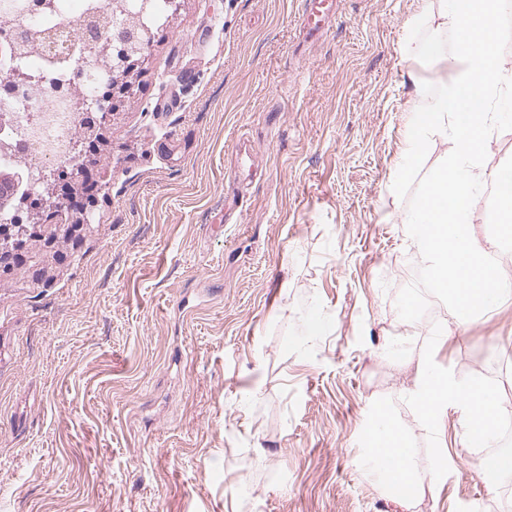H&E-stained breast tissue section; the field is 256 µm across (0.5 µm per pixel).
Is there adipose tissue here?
Returning a JSON list of instances; mask_svg holds the SVG:
<instances>
[{
  "label": "adipose tissue",
  "mask_w": 512,
  "mask_h": 512,
  "mask_svg": "<svg viewBox=\"0 0 512 512\" xmlns=\"http://www.w3.org/2000/svg\"><path fill=\"white\" fill-rule=\"evenodd\" d=\"M414 362L417 379L412 393L421 414L436 419L446 413L448 407H455L462 413L463 430L477 432L484 442L495 444L503 412L490 399L484 386L475 381L461 380L448 372L435 371L430 353L418 352ZM366 440L369 448L391 449L396 454V475L377 473L379 482L389 487L392 486L394 477L398 476L408 483H415L416 478L410 464L411 451L408 440L401 431L381 422L367 429Z\"/></svg>",
  "instance_id": "ef3b65f1"
}]
</instances>
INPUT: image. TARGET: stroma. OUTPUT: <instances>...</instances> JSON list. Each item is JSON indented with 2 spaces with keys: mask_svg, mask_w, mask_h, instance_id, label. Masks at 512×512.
<instances>
[{
  "mask_svg": "<svg viewBox=\"0 0 512 512\" xmlns=\"http://www.w3.org/2000/svg\"><path fill=\"white\" fill-rule=\"evenodd\" d=\"M438 8L342 0L309 44L298 0H182L104 133L93 230L0 288L6 512H512L459 411L423 419L382 353L432 350L512 414V300L462 330L396 307L423 260L392 185L412 78L439 71L400 45ZM382 413L406 507L359 467ZM383 421V423L380 421L366 430L368 447L373 450L374 448L378 450L386 448L387 451L395 448L392 454H396L397 474L408 483L415 485L416 477L410 464L411 451L408 448V440L401 431L393 427L390 428L386 421ZM368 447L366 446V452Z\"/></svg>",
  "mask_w": 512,
  "mask_h": 512,
  "instance_id": "stroma-1",
  "label": "stroma"
}]
</instances>
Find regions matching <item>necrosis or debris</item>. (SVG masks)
<instances>
[{"instance_id": "1", "label": "necrosis or debris", "mask_w": 512, "mask_h": 512, "mask_svg": "<svg viewBox=\"0 0 512 512\" xmlns=\"http://www.w3.org/2000/svg\"><path fill=\"white\" fill-rule=\"evenodd\" d=\"M9 11L18 15L20 27L39 31L45 42L31 54L17 57L9 45H0V115L12 150L0 151V167L25 163L30 179L42 177L48 165L74 162L71 141L78 123V107L95 95L104 75L91 58L94 43L108 40L109 28L93 23L111 16L112 0H45L35 13L21 11L10 0ZM34 78L29 95L12 89L15 71Z\"/></svg>"}]
</instances>
